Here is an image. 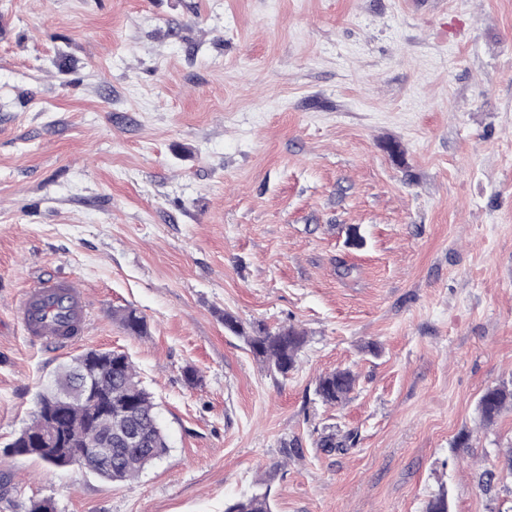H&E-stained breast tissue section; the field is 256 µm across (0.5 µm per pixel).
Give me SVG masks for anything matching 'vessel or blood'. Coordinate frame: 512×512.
Segmentation results:
<instances>
[{"mask_svg": "<svg viewBox=\"0 0 512 512\" xmlns=\"http://www.w3.org/2000/svg\"><path fill=\"white\" fill-rule=\"evenodd\" d=\"M21 323L30 341L46 348H62L83 336L87 324L84 293L72 284L45 278L23 292Z\"/></svg>", "mask_w": 512, "mask_h": 512, "instance_id": "vessel-or-blood-1", "label": "vessel or blood"}]
</instances>
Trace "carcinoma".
I'll return each instance as SVG.
<instances>
[{
	"label": "carcinoma",
	"instance_id": "obj_1",
	"mask_svg": "<svg viewBox=\"0 0 512 512\" xmlns=\"http://www.w3.org/2000/svg\"><path fill=\"white\" fill-rule=\"evenodd\" d=\"M121 320L130 334L141 336L145 333V319L136 310L126 311ZM224 326L238 335L246 336L248 344L265 363L268 372L283 377L295 368L298 352L305 343V336L291 327L272 331L264 324H257L248 333L241 322L227 313L224 314ZM89 363L98 368L96 402L112 409V442L101 446L103 467L97 470V475L112 482H126L166 456L169 445L159 422L154 397L143 385L134 364L124 353L89 350L62 364L49 386L39 395L30 421L11 443V447H27L33 431L55 433L64 440L61 447L42 448L28 452L26 456L58 469L64 467L68 450L79 447L89 435L91 416L87 405L73 407L63 414L58 413V396L76 386L81 372ZM356 380V375L350 369H336L316 379L315 394L324 404L342 403L355 390ZM511 408L512 388L505 385L487 390L479 402L481 420L487 424ZM128 427L138 430L143 444L139 449L122 451L123 431ZM356 442L357 434L354 432L341 438L335 433H329L321 437L319 447L331 452ZM225 512L273 510L269 493L257 491L235 500Z\"/></svg>",
	"mask_w": 512,
	"mask_h": 512
}]
</instances>
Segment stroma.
I'll return each instance as SVG.
<instances>
[{
    "instance_id": "obj_1",
    "label": "stroma",
    "mask_w": 512,
    "mask_h": 512,
    "mask_svg": "<svg viewBox=\"0 0 512 512\" xmlns=\"http://www.w3.org/2000/svg\"><path fill=\"white\" fill-rule=\"evenodd\" d=\"M47 277L87 297L67 349L20 324ZM228 314L305 332L295 369ZM89 349L129 356L167 433L129 482L7 452ZM511 382L512 0H0V512H224L261 485L275 512H512V410L477 411ZM336 427L357 445L317 448ZM357 377L348 368L320 375L315 382V394L323 404L343 403L355 390ZM512 408V388L499 386L488 389L480 399L479 412L481 420L490 424L504 410Z\"/></svg>"
}]
</instances>
